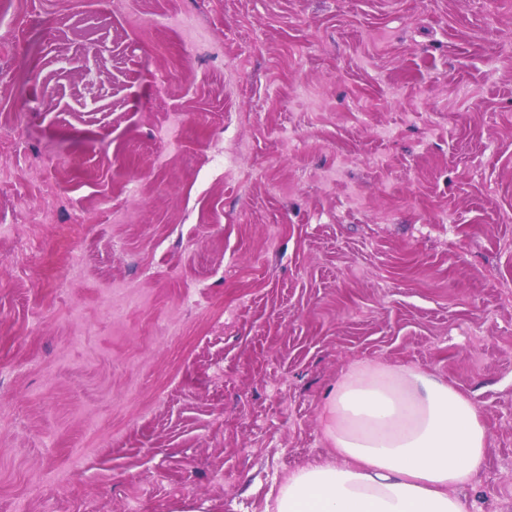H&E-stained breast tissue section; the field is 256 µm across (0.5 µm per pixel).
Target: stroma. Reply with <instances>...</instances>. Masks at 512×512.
Instances as JSON below:
<instances>
[{"label": "stroma", "instance_id": "stroma-1", "mask_svg": "<svg viewBox=\"0 0 512 512\" xmlns=\"http://www.w3.org/2000/svg\"><path fill=\"white\" fill-rule=\"evenodd\" d=\"M115 3L0 16V512H264L364 360L512 512V0Z\"/></svg>", "mask_w": 512, "mask_h": 512}]
</instances>
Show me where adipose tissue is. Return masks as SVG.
<instances>
[{"label": "adipose tissue", "instance_id": "obj_1", "mask_svg": "<svg viewBox=\"0 0 512 512\" xmlns=\"http://www.w3.org/2000/svg\"><path fill=\"white\" fill-rule=\"evenodd\" d=\"M335 461L288 473L265 512H466L488 430L470 398L407 365L343 369L320 412Z\"/></svg>", "mask_w": 512, "mask_h": 512}]
</instances>
